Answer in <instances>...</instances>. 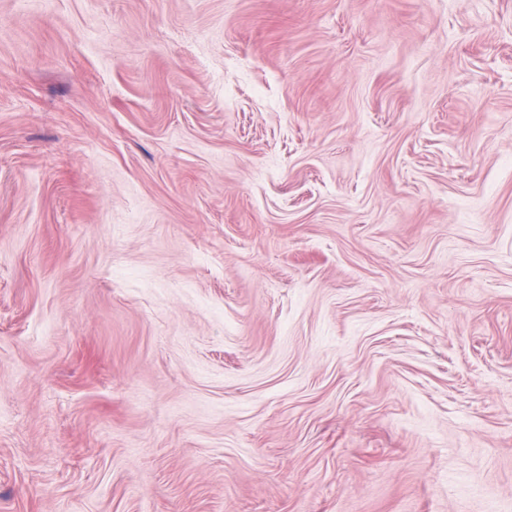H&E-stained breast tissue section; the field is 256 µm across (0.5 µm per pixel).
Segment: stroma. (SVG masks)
Returning a JSON list of instances; mask_svg holds the SVG:
<instances>
[{
    "label": "stroma",
    "mask_w": 512,
    "mask_h": 512,
    "mask_svg": "<svg viewBox=\"0 0 512 512\" xmlns=\"http://www.w3.org/2000/svg\"><path fill=\"white\" fill-rule=\"evenodd\" d=\"M0 512H512V0H0Z\"/></svg>",
    "instance_id": "obj_1"
}]
</instances>
